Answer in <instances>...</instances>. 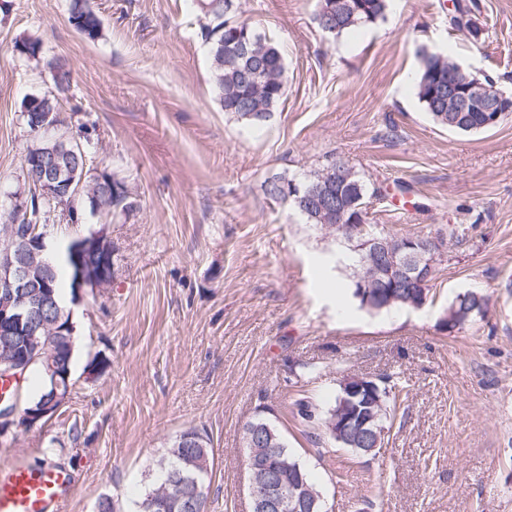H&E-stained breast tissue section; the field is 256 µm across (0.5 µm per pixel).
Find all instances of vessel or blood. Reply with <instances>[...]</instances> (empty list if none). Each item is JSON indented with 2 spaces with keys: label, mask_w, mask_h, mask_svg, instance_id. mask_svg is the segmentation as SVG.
<instances>
[{
  "label": "vessel or blood",
  "mask_w": 512,
  "mask_h": 512,
  "mask_svg": "<svg viewBox=\"0 0 512 512\" xmlns=\"http://www.w3.org/2000/svg\"><path fill=\"white\" fill-rule=\"evenodd\" d=\"M74 486L71 473L54 463L38 468L14 463L0 468V512H61Z\"/></svg>",
  "instance_id": "obj_1"
}]
</instances>
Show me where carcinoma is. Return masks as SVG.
<instances>
[{"label": "carcinoma", "instance_id": "carcinoma-1", "mask_svg": "<svg viewBox=\"0 0 512 512\" xmlns=\"http://www.w3.org/2000/svg\"><path fill=\"white\" fill-rule=\"evenodd\" d=\"M197 5L209 24L202 27V39L209 46L211 79L215 85L224 111L254 127L265 125L273 116L276 108L287 96L285 63L278 45L269 38L259 34L247 21L237 18L240 12V0H197ZM388 0H319L315 13L317 24L322 21L334 22L331 34L339 36L360 26L368 25L385 17ZM69 21L75 29L90 39L99 37L102 21L94 9L92 0H69ZM248 45L254 53L255 67L260 69L259 76L250 80L244 75V67L232 60V53L239 45ZM13 50L20 55L35 58L41 52L37 40L22 38L14 42ZM449 59L441 54H425L422 66L415 82V95L432 120L450 130L459 133H478L487 130L479 112H465L462 116L448 112V94L439 88L448 86ZM70 84V71L55 66V90L41 97L32 98L26 106L30 112H52L60 114V94ZM335 184L334 191L342 197L343 203L361 211L367 210L369 199L376 192L369 191L368 185L358 172H353L348 181L336 182V162L310 171L302 178H289L276 175L268 179L266 193L275 200L287 201L304 218L305 223L312 224L330 235H336V220L319 213V210L304 211L302 200L308 191L320 184ZM99 200L103 212L112 214V220L119 221L128 216L134 208L131 192L126 183L114 178L104 177L98 187ZM45 203L36 195H31L29 208L20 211L14 207L0 214V222L5 227L24 234L31 225L40 219ZM405 243L423 241L429 250L422 255L426 261L437 255V262H442L445 239L428 238L420 235L397 236L384 232L375 224L367 225V232L349 241L339 243L354 253L355 259L351 274L353 296H358L360 283L368 280L377 289H383L390 283L387 270L371 263L368 253L361 246L370 238ZM62 277L59 269H54L49 282L48 292L53 294L56 308L45 309L43 315L48 322H59L64 328L68 319V308L59 299ZM424 305L422 297L411 294L405 288H396L393 295L386 294L373 301L372 310L379 312L390 308H419ZM483 300L476 293L466 292L455 297L448 307V316L453 327L463 328L482 311ZM49 342V351L54 363L65 371L71 367L74 348L69 344L66 334L56 333L41 337ZM27 375L39 380L35 391L23 386L24 402L22 410L38 404L51 393L50 377L40 363L28 369ZM383 391V410L379 420L385 422L394 418L401 389L391 377L386 376L381 382ZM343 393H338L329 407H323L314 397L300 394L294 400L291 417L303 427L304 434L316 446V451L323 456L335 448H346L357 454H364L361 445L364 439L354 430L344 431L336 427V410L340 409ZM263 424L270 428L264 437L265 447L276 448L282 460L288 465L300 469L305 482L315 497L322 496L320 489L310 480V476L298 457L288 448L284 434L266 417L259 415L246 423V426ZM198 431H183L157 460V480L148 485L141 501L139 512H182L181 506L192 502L198 512H208L206 489L209 487L213 469V448L210 439L202 437L191 448L183 442V437L196 435Z\"/></svg>", "mask_w": 512, "mask_h": 512}]
</instances>
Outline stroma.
I'll return each instance as SVG.
<instances>
[{"label": "stroma", "mask_w": 512, "mask_h": 512, "mask_svg": "<svg viewBox=\"0 0 512 512\" xmlns=\"http://www.w3.org/2000/svg\"><path fill=\"white\" fill-rule=\"evenodd\" d=\"M318 0H243L242 19L277 42L288 97L255 128L224 112L192 0H94L98 38L68 0H0V210L27 194L28 101L53 90L48 59L71 72L70 133L136 207L109 223L52 216L49 240L106 228L112 284L85 296L74 395L45 427L0 445V464L69 470L67 512L111 496L135 512L154 461L182 431L211 439L210 512H249L244 424L260 406L322 489L329 512H512V115L493 130L435 125L414 80L423 53L448 55L512 90V0H389L384 19L342 36ZM480 42L449 23L457 7ZM40 40L39 58L15 40ZM335 159L376 188L369 223L396 235L463 231L446 242L426 304L361 308L332 236L271 199L266 180ZM486 307L462 329L455 297ZM102 353L111 369L83 377ZM313 371L296 380L291 365ZM389 374L405 395L379 455L319 457L290 416L300 391L331 405L349 376ZM91 0H69V21L75 29L88 38L99 37L102 21Z\"/></svg>", "instance_id": "35a3bbf8"}]
</instances>
